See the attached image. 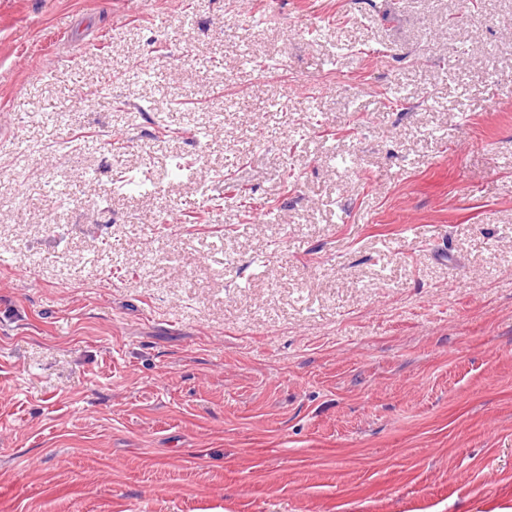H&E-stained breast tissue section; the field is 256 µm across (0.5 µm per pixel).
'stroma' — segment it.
<instances>
[{
    "instance_id": "35a3bbf8",
    "label": "stroma",
    "mask_w": 512,
    "mask_h": 512,
    "mask_svg": "<svg viewBox=\"0 0 512 512\" xmlns=\"http://www.w3.org/2000/svg\"><path fill=\"white\" fill-rule=\"evenodd\" d=\"M0 126V512H512V0H0Z\"/></svg>"
}]
</instances>
